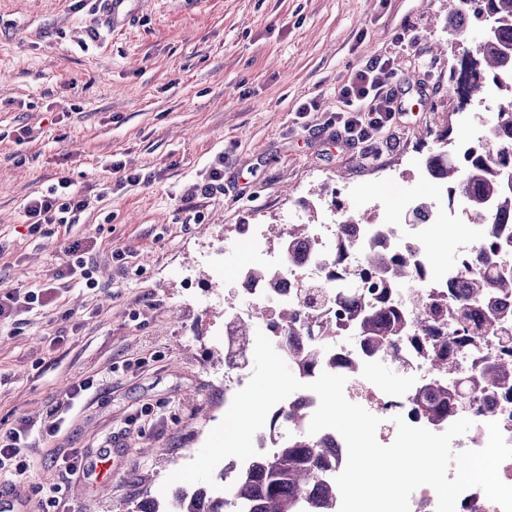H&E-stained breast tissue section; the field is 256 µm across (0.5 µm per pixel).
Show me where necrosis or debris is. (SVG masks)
I'll return each instance as SVG.
<instances>
[{
    "instance_id": "4bbe7bcc",
    "label": "necrosis or debris",
    "mask_w": 512,
    "mask_h": 512,
    "mask_svg": "<svg viewBox=\"0 0 512 512\" xmlns=\"http://www.w3.org/2000/svg\"><path fill=\"white\" fill-rule=\"evenodd\" d=\"M451 219V214L431 205L415 220L405 224L390 227L378 221L358 225L355 244L341 259L335 253L338 225L313 224L309 227V246L292 245L290 259L284 266V274L277 286H270L264 280L249 277L246 273H239L240 302L224 311V365L235 372L237 387H244L253 372V344L242 341L236 328L239 324L249 322L255 308L301 309L303 286L315 283L324 288L335 287L336 281L332 277L335 263H342L344 272L355 273L361 268L364 255L383 244L401 247L424 263H431L432 257L424 237L425 229L427 225L444 224ZM328 324L335 325L336 330L326 336L322 328ZM354 334V318L344 315L336 303L329 301L316 308L314 320L304 333L292 340L275 336L271 342L282 351L287 350L292 343L317 351L321 358L319 369H298L294 372L295 377L306 385L317 379L323 370L345 376L346 398L380 418L377 439L387 445L395 438L396 429L392 422L394 416H401L409 425L423 426V419L413 411L411 398L416 389L431 381V366L417 353L411 340L400 341L396 353L390 354L373 351L363 342L355 340ZM381 364L393 365L405 379V388L394 391L378 383L369 370ZM461 418L471 420L472 425L464 435L453 440L454 450L483 448L488 441L487 425L492 421L499 423L506 442L512 445V400L503 398L499 392L486 391L483 401L477 403L454 398L448 405L447 415L434 425L433 430L443 432Z\"/></svg>"
}]
</instances>
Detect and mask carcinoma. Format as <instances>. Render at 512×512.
<instances>
[{
    "mask_svg": "<svg viewBox=\"0 0 512 512\" xmlns=\"http://www.w3.org/2000/svg\"><path fill=\"white\" fill-rule=\"evenodd\" d=\"M466 9L457 17L486 16L495 23L493 38L480 43L475 58L462 57L461 66L481 68L484 78L500 83L504 73L502 48L512 46V0H460ZM430 175L448 186V197L464 205L469 222L478 225L481 246L465 261L473 270L460 283L450 303L441 298H421L427 321L419 323L398 301L399 294L423 285L414 260L402 252L377 248L365 255L364 275L379 288L377 301L356 313L358 338L374 350L395 349L397 341L413 338L417 349L434 362L436 378L414 397L417 414L428 422L448 409L447 363L439 354L447 343L430 340L436 328L451 322L462 331L459 345L476 350L487 337L504 338L498 358L474 371L464 384L466 393L479 398L488 388L512 393V310H501L496 299L512 298V189L506 186L512 173V90L492 120L488 139L456 157L434 154L428 158ZM272 321L286 336H296L304 321L286 310L259 312L258 323ZM324 449L310 437L298 434L269 455L254 459L250 469L238 474L229 495L205 483L192 492L171 491L169 500H149L134 512H299L300 500L314 497L319 512H331L336 484L319 479Z\"/></svg>",
    "mask_w": 512,
    "mask_h": 512,
    "instance_id": "1",
    "label": "carcinoma"
}]
</instances>
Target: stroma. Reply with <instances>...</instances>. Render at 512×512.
Returning <instances> with one entry per match:
<instances>
[{
    "label": "stroma",
    "mask_w": 512,
    "mask_h": 512,
    "mask_svg": "<svg viewBox=\"0 0 512 512\" xmlns=\"http://www.w3.org/2000/svg\"><path fill=\"white\" fill-rule=\"evenodd\" d=\"M113 27L93 0H0V288H37L90 241L96 287L61 289L57 305L0 323V428L41 423L70 386L85 393L68 427L31 441L29 463L7 476L40 512L32 489L61 484L65 512H122L162 497L224 417V307L250 261L238 249L223 269L204 254L239 239V225L322 223L331 211L401 224L409 200L442 203L425 168L441 139L475 142L483 101L461 99L451 71L483 39L482 24L448 26L458 0H138ZM410 30L416 44L401 48ZM397 112L374 156L342 141L332 122L340 90L374 57ZM318 109L298 117V107ZM224 184L194 192L216 159ZM144 181L114 189L112 160ZM91 204L75 224L30 234L24 206L59 177ZM438 247L441 275L467 217ZM153 408L149 424L132 418ZM107 455L106 488L59 477L62 457Z\"/></svg>",
    "instance_id": "35a3bbf8"
}]
</instances>
